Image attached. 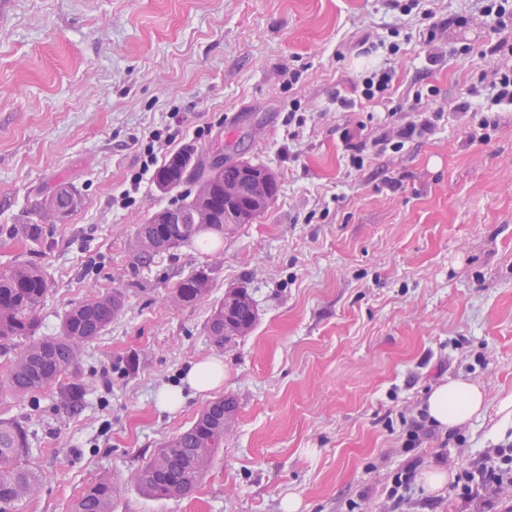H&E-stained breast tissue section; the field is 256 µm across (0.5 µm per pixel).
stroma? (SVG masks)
Returning <instances> with one entry per match:
<instances>
[{
  "mask_svg": "<svg viewBox=\"0 0 512 512\" xmlns=\"http://www.w3.org/2000/svg\"><path fill=\"white\" fill-rule=\"evenodd\" d=\"M431 7L427 21L393 0H0V272H44V336L88 289L125 300L59 385L19 397L0 381V420L27 428L28 463L45 476L12 512H71L106 476L118 480L112 512H283L291 497L299 512H512V484L471 500L455 486L512 445V427L495 430L512 394V106L490 104L495 71L512 67L495 46L512 32L486 27L475 0ZM373 67L393 81L364 102ZM439 108L432 132L375 146ZM148 143L162 164L189 150L266 168L278 192L253 223L139 262V225L196 190L150 179L121 207ZM62 186L77 206L46 216ZM201 266L209 294L173 303ZM232 288L248 289L258 317L219 348L205 325ZM210 357L224 362L221 387H183ZM461 378L485 407L407 449L404 419ZM72 382L85 387L74 408L61 398ZM176 387L184 404L159 407ZM221 397L233 407L201 485L144 494L136 470ZM416 456L448 481L431 493L413 479L391 507V480Z\"/></svg>",
  "mask_w": 512,
  "mask_h": 512,
  "instance_id": "stroma-1",
  "label": "stroma"
}]
</instances>
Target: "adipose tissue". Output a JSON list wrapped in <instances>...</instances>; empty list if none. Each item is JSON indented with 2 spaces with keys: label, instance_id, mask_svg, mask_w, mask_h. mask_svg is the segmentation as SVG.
Segmentation results:
<instances>
[{
  "label": "adipose tissue",
  "instance_id": "obj_1",
  "mask_svg": "<svg viewBox=\"0 0 512 512\" xmlns=\"http://www.w3.org/2000/svg\"><path fill=\"white\" fill-rule=\"evenodd\" d=\"M485 403L484 391L475 383L459 379L434 386L426 400L429 420L442 429L466 424Z\"/></svg>",
  "mask_w": 512,
  "mask_h": 512
}]
</instances>
